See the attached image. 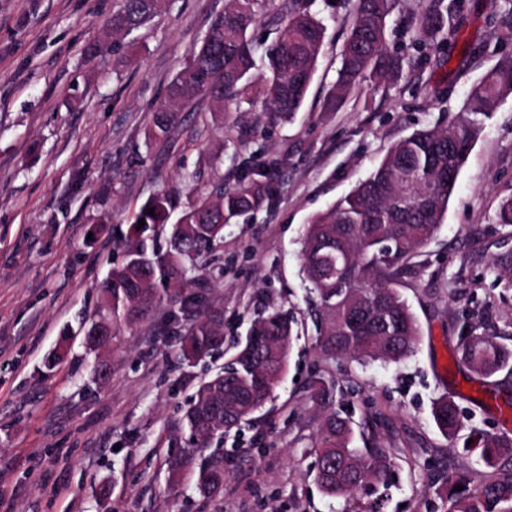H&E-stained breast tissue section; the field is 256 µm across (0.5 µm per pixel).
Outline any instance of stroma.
Listing matches in <instances>:
<instances>
[{
    "label": "stroma",
    "instance_id": "1",
    "mask_svg": "<svg viewBox=\"0 0 512 512\" xmlns=\"http://www.w3.org/2000/svg\"><path fill=\"white\" fill-rule=\"evenodd\" d=\"M459 3L446 67L418 56L397 81L328 112L352 0H313L327 37L300 112L279 117L232 99L218 111L204 96L156 144L149 106L226 0H167L129 35L112 30L121 0H0V512H448L439 480L481 469L464 441L501 431L495 414L459 394L450 347L470 327L512 337V284L492 266L508 233L495 213L512 194V96L485 120L436 239L397 284L422 329L408 357L363 366L320 352L301 237L395 142L447 125L473 83L512 56L502 38L512 16L496 14V0ZM286 20L282 0H267L253 31L258 75ZM247 171L269 173L270 203L225 225L218 259L195 273L200 310H224L223 353L180 364L179 336L194 315L167 289L105 353L109 378L96 383L80 327L125 259L135 213L165 196L178 219L195 197L234 188ZM268 307L293 320L288 370L225 437L224 485L201 496L190 476L169 477L188 439L186 404ZM63 339L67 356L47 366ZM317 377L335 385L355 447L390 455L386 486L337 499L317 486L313 445L325 411L308 399ZM447 392L465 417L453 440L431 414Z\"/></svg>",
    "mask_w": 512,
    "mask_h": 512
}]
</instances>
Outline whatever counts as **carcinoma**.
<instances>
[{
  "instance_id": "1",
  "label": "carcinoma",
  "mask_w": 512,
  "mask_h": 512,
  "mask_svg": "<svg viewBox=\"0 0 512 512\" xmlns=\"http://www.w3.org/2000/svg\"><path fill=\"white\" fill-rule=\"evenodd\" d=\"M262 0H227L207 36L189 52L186 67L169 83L165 96L151 106L148 138L164 140L175 123V113L202 95L220 103L236 98L262 110L293 116L306 98L324 46V20L310 9L311 0H288V21L268 55V78H253L255 47L250 33ZM353 17L341 51L340 68L325 109L336 111L364 83L375 86L396 80L412 64L413 56L392 51L386 42L387 21L401 0H353ZM415 17L410 45L441 47L456 32L457 0H431ZM165 0H122L112 16V27L131 33L149 22ZM512 96V56L502 58L472 85L458 115L442 129H421L395 143L369 176L318 214L302 233V273L308 283L313 316L320 327L317 345L330 358L359 362H396L410 354L420 336L417 318L395 283L404 260L435 238L448 208L459 172L485 119L498 103ZM271 200L267 182L250 179L239 186L201 197L182 212L165 241L146 232L167 223L171 201L157 197L146 204L154 214L139 211L131 225L127 258L103 283L104 297L85 330L89 350L112 345L143 314L156 296L159 282L189 284L198 260L213 258L224 244V226L262 208ZM144 225L138 226L139 219ZM352 274L366 304L380 302L386 317L349 320L347 289L341 279ZM293 338L292 321L276 308H267L252 323L246 341L230 366L198 389L184 412V426L192 447L176 463V472L190 467L198 449L207 447L261 409L280 382ZM224 346V310L213 307L192 322L179 343V358L198 363ZM457 366L495 397L491 378L512 375V348L494 336L471 330L455 346ZM334 388L318 377L310 384V399L333 402ZM439 430L452 437L462 427L458 405L448 394L432 408ZM330 470L316 471L322 492L331 498L354 492L351 482L336 475L343 461L353 462L357 475L384 483L391 459L380 448L352 446L347 421L334 410L322 422L314 446ZM485 468L474 484L458 473L442 479L439 495L448 512H512V439L487 436L479 452ZM224 482V468L215 459L195 473L197 489L214 493ZM464 489L457 491L455 487Z\"/></svg>"
}]
</instances>
